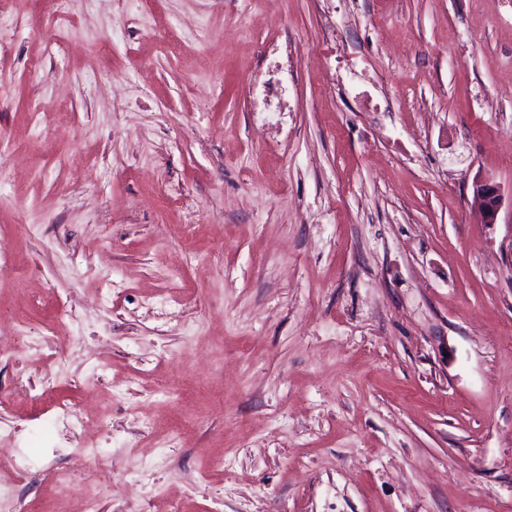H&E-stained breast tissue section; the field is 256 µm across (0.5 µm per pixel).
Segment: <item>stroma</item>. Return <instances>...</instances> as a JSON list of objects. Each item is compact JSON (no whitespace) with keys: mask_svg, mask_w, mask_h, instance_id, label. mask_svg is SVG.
Listing matches in <instances>:
<instances>
[{"mask_svg":"<svg viewBox=\"0 0 512 512\" xmlns=\"http://www.w3.org/2000/svg\"><path fill=\"white\" fill-rule=\"evenodd\" d=\"M0 11V512H512V0ZM472 200L481 212L484 223H497L502 197L496 184L489 180H476L472 185Z\"/></svg>","mask_w":512,"mask_h":512,"instance_id":"35a3bbf8","label":"stroma"}]
</instances>
